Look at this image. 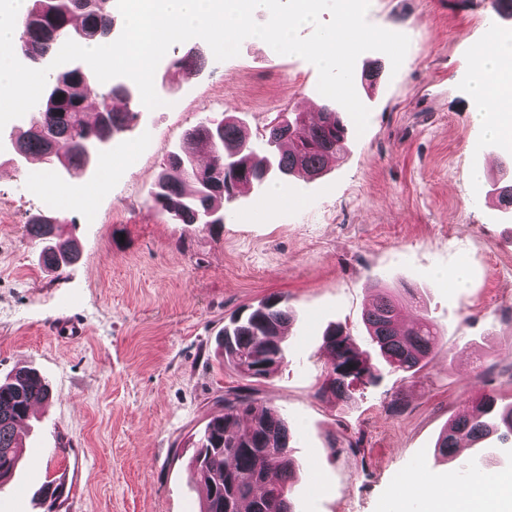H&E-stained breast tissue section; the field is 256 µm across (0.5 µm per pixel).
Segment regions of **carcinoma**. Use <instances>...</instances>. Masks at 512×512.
<instances>
[{
  "label": "carcinoma",
  "instance_id": "obj_1",
  "mask_svg": "<svg viewBox=\"0 0 512 512\" xmlns=\"http://www.w3.org/2000/svg\"><path fill=\"white\" fill-rule=\"evenodd\" d=\"M24 20L15 55L30 60L53 58L63 44L84 36L82 45L102 39L114 25L112 0H32ZM47 84L54 86L55 98H40L31 109L28 127L16 135L24 157L38 154L49 160L52 145L66 140L64 160L75 171L86 163L82 149L92 135H118L136 120V100L128 90L109 83L89 84L83 76L60 72L51 74ZM103 87L97 114L107 113L111 127L100 119L84 120L87 92ZM293 131L289 134L270 122L262 142L267 150L251 148L242 122L227 117L213 124L204 120L190 129L183 145L169 155L164 172L150 192L154 206L179 224H204L207 214L221 212L222 203L232 199L245 186H261L301 170L309 175L323 171L326 159L343 148L347 127L332 106L325 108L318 122L306 120L301 112L288 113ZM206 148L211 161L195 162L196 150ZM54 154V153H52ZM59 158V154H54ZM512 156L506 157L503 179L497 187L503 204L501 213L512 205ZM27 233L42 243L44 264L62 268L78 257L75 247L54 240V225L41 218L26 225ZM398 301L386 288L378 289L374 302L364 313V323L374 345L377 367L398 373H416L437 345L440 331L422 316L411 324L399 322ZM292 321L287 301L271 295L232 317L216 340V351L240 376L266 379L285 363L283 331ZM324 343L330 352L331 367L318 395L349 397L352 382L362 378L366 359L355 348L351 336L339 326L327 329ZM49 397V387L35 371L20 369L0 383V482L10 477L22 456L16 424L27 418L31 401ZM466 437L477 458H457V446ZM288 424L272 407L256 402L238 391L224 397V414L205 424L188 462L191 478L205 492L200 512H297L292 489L297 465L289 450ZM435 452L456 460L455 472L471 470L492 456L495 468L503 469L504 459L512 456V403H502L490 393L481 394L466 414L454 418L438 438Z\"/></svg>",
  "mask_w": 512,
  "mask_h": 512
}]
</instances>
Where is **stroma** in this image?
<instances>
[{
  "instance_id": "35a3bbf8",
  "label": "stroma",
  "mask_w": 512,
  "mask_h": 512,
  "mask_svg": "<svg viewBox=\"0 0 512 512\" xmlns=\"http://www.w3.org/2000/svg\"><path fill=\"white\" fill-rule=\"evenodd\" d=\"M367 19L410 46L396 72L383 53L357 59L366 132L349 131L320 176L281 181L282 202L270 203L265 187L237 194L220 224L176 223L150 203L153 184L203 120L237 116L257 139L279 113L307 111L318 71L299 56L250 38L222 62L203 40L173 45L154 82L177 110H141L112 143L108 181L76 180L96 210L91 223L14 162L20 120L0 130V381L28 367L50 388L21 427L24 447L45 455L21 458L0 486V512H19L20 489L37 491L62 470L73 478L66 512H199L193 443L242 386L293 433L298 512H380L415 459L427 460V481L447 479L434 445L479 394L512 401V273L502 271L512 265V220L500 219L490 192L503 152L475 123L466 83L473 53L492 34H512V13H495L491 0H371ZM193 46L204 66L170 69ZM40 214L75 243L74 263L43 265L42 243L25 232ZM461 266L467 282L456 288L447 276ZM380 279L401 297L402 322L427 311L438 345L415 376L387 371L353 383L349 400L318 396L329 324L373 354L362 314ZM272 294L294 317L287 361L248 382L215 358V338ZM68 315L83 335L59 329Z\"/></svg>"
}]
</instances>
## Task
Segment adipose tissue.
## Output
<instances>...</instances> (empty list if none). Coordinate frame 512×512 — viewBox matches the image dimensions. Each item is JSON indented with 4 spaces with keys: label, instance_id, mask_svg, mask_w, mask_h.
<instances>
[{
    "label": "adipose tissue",
    "instance_id": "1",
    "mask_svg": "<svg viewBox=\"0 0 512 512\" xmlns=\"http://www.w3.org/2000/svg\"><path fill=\"white\" fill-rule=\"evenodd\" d=\"M470 93L486 134L512 149V36L492 37L473 56ZM426 512H512V475L498 474L469 487L445 481L428 489Z\"/></svg>",
    "mask_w": 512,
    "mask_h": 512
}]
</instances>
